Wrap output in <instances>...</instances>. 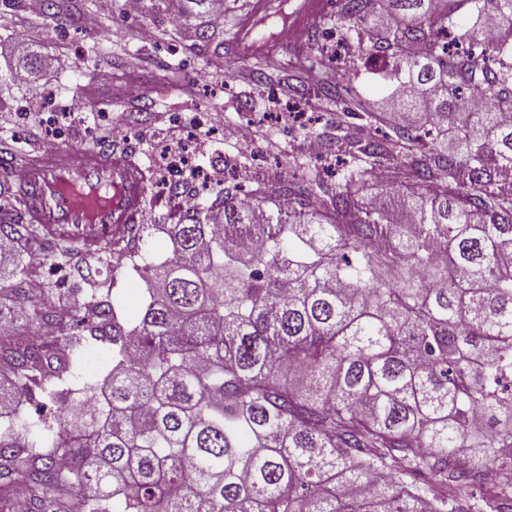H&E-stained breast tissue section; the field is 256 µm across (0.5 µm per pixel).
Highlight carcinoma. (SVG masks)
<instances>
[{
  "mask_svg": "<svg viewBox=\"0 0 512 512\" xmlns=\"http://www.w3.org/2000/svg\"><path fill=\"white\" fill-rule=\"evenodd\" d=\"M336 28L399 81L390 112L316 90L365 121L323 141L336 186L226 188L222 225L186 211L160 263L139 262L150 224L89 250L23 223L22 195L0 215V243L85 283L116 250L153 284L134 316L96 288L65 311L73 289L11 254L27 287L0 329L28 336L0 341V407L38 418L0 431V512H512V63L487 65L512 56V0H342ZM89 347L111 369L70 403Z\"/></svg>",
  "mask_w": 512,
  "mask_h": 512,
  "instance_id": "cac0c4a2",
  "label": "carcinoma"
}]
</instances>
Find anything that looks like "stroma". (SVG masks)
<instances>
[{
	"instance_id": "obj_1",
	"label": "stroma",
	"mask_w": 512,
	"mask_h": 512,
	"mask_svg": "<svg viewBox=\"0 0 512 512\" xmlns=\"http://www.w3.org/2000/svg\"><path fill=\"white\" fill-rule=\"evenodd\" d=\"M301 2L269 0L262 16L264 39L252 53L231 45L239 23L251 14L252 0H224L220 19L192 0H146L135 17L122 14L118 0H71L70 17L62 24L49 10L21 26L8 14L0 18V46L8 50L0 61V150L31 154L67 145L95 147L110 125L120 130L113 149L153 170L167 144L164 128L201 122L211 133L197 148L198 164L218 174L233 169L249 188L262 178L288 180L326 167L330 157L310 155L307 141L310 134L333 131L336 104L309 99L307 89L335 83L343 98L379 106L397 83L382 67L355 58L353 47L324 58L323 48L339 42L332 21L318 17L306 26L304 46L284 40L280 30L296 27L294 12ZM174 10L181 16L176 28L169 21ZM89 15L98 17L97 28H86ZM37 42L42 49L33 73L27 83L15 82L18 56L11 46ZM258 67L266 74L261 83L254 73ZM286 86L292 89L289 102L316 113L312 129L281 122L244 148L225 140L226 127L263 121ZM195 190L192 174L184 170L148 182L140 221L157 231L140 247L149 260L170 256L163 227L177 223L179 197ZM100 281L127 310L139 309L148 297L146 281L127 267L103 273Z\"/></svg>"
}]
</instances>
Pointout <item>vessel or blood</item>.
I'll return each mask as SVG.
<instances>
[{"mask_svg": "<svg viewBox=\"0 0 512 512\" xmlns=\"http://www.w3.org/2000/svg\"><path fill=\"white\" fill-rule=\"evenodd\" d=\"M21 187L29 198L30 222L95 246L110 241L113 227L137 223L147 195L138 168L77 146L32 160Z\"/></svg>", "mask_w": 512, "mask_h": 512, "instance_id": "b4317fda", "label": "vessel or blood"}]
</instances>
